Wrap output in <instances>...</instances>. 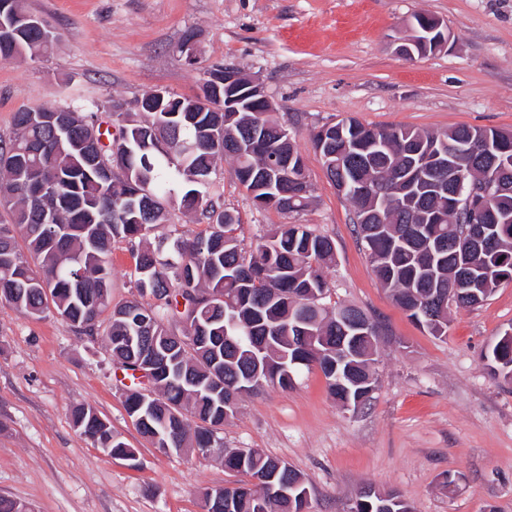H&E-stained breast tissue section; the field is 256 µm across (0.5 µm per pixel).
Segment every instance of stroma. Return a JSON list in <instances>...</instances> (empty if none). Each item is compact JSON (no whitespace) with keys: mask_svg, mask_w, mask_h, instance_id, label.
<instances>
[{"mask_svg":"<svg viewBox=\"0 0 512 512\" xmlns=\"http://www.w3.org/2000/svg\"><path fill=\"white\" fill-rule=\"evenodd\" d=\"M62 36L40 62L0 63V136L36 106L133 102L162 89L187 97L223 62L262 83L305 160L312 198L286 217L257 209L217 163L239 235L293 221L332 239L330 302L378 317L386 336L378 386L362 410L332 397L318 369L292 388L244 397L220 431L228 448H257L302 474L309 512H348L361 488L398 491L413 512H512V383L483 355L512 326V282L483 305L451 308L435 337L382 287L353 230V207L328 179L313 127L353 117L374 126L512 131V0H27ZM440 19L451 40L408 61L394 51L413 14ZM198 34L199 62L175 53ZM112 300L136 297L135 259L112 247ZM130 384L102 336L26 317L0 303V497L31 512H204L205 488L233 485L218 451L164 454L128 417ZM92 405L137 463L108 458L72 427Z\"/></svg>","mask_w":512,"mask_h":512,"instance_id":"obj_1","label":"stroma"}]
</instances>
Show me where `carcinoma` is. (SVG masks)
Wrapping results in <instances>:
<instances>
[{
	"label": "carcinoma",
	"mask_w": 512,
	"mask_h": 512,
	"mask_svg": "<svg viewBox=\"0 0 512 512\" xmlns=\"http://www.w3.org/2000/svg\"><path fill=\"white\" fill-rule=\"evenodd\" d=\"M26 0H0V23L29 17ZM421 56L448 29L413 16ZM55 40L30 27L13 44L0 40V62L47 56ZM167 94L161 108L123 111L107 98L91 111L36 107L14 113L8 148H0V303L28 317L57 315L105 341L117 368L136 378L154 346L172 350L148 394L127 395L139 433L163 448H219L224 469L250 478L224 488L223 512H302L303 478L258 449H226L218 430L240 398L267 386L288 389L300 370L319 368L339 403L374 378L382 324L363 310L328 305L324 267L334 244L307 224H279L245 245L240 213L215 190L217 162L259 209L288 216L309 205L306 165L288 121L261 111L201 112ZM112 117L102 141L97 112ZM329 179L354 208L353 224L382 287L432 336L448 329V309L477 306L512 281V133L494 128L443 131L373 127L354 120L312 131ZM494 187L490 203L470 210L471 192ZM208 232L160 237L171 205ZM138 248L139 298L112 304V243ZM149 296L152 302L140 298ZM197 339H173L180 325ZM356 342L340 362L336 347ZM485 358L512 382V337L499 336ZM76 431L114 459L135 449L90 406L72 411ZM355 512H411L396 492L360 491Z\"/></svg>",
	"instance_id": "1"
}]
</instances>
